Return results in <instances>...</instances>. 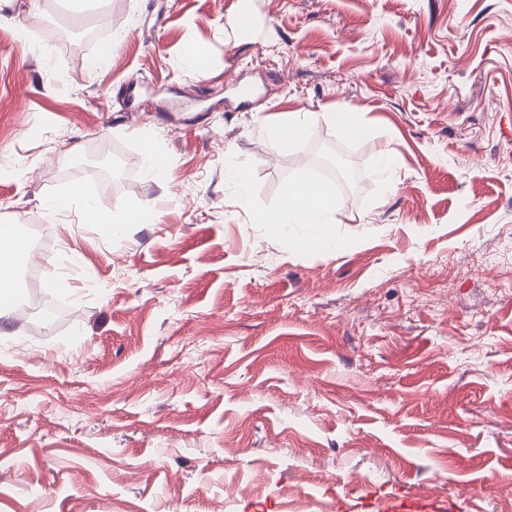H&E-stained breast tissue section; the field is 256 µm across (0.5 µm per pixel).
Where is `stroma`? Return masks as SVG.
<instances>
[{"instance_id": "obj_1", "label": "stroma", "mask_w": 512, "mask_h": 512, "mask_svg": "<svg viewBox=\"0 0 512 512\" xmlns=\"http://www.w3.org/2000/svg\"><path fill=\"white\" fill-rule=\"evenodd\" d=\"M5 13L0 222L53 241L38 288L73 318L0 335V512H340L399 495L512 512V0ZM291 112L320 119L287 146L266 128ZM347 113L351 138L334 124ZM317 145L354 158L363 186L327 180L330 238L296 247L300 228L277 236L252 213L319 179ZM96 155L127 180L100 208L147 204L155 223L104 237L78 207L46 208L95 189Z\"/></svg>"}]
</instances>
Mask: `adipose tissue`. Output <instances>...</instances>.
<instances>
[{
    "label": "adipose tissue",
    "mask_w": 512,
    "mask_h": 512,
    "mask_svg": "<svg viewBox=\"0 0 512 512\" xmlns=\"http://www.w3.org/2000/svg\"><path fill=\"white\" fill-rule=\"evenodd\" d=\"M75 201L80 202L87 223L106 226L113 235L119 233V225L99 208L96 198L86 194L81 187H72L48 200L47 206L52 210H62L69 208ZM335 213L336 200L330 192L320 183L302 179L285 186L281 203L275 212L254 213L253 220L258 224L270 225L276 230L284 224L307 226L308 244L320 245L326 241L327 226L334 223Z\"/></svg>",
    "instance_id": "adipose-tissue-1"
}]
</instances>
